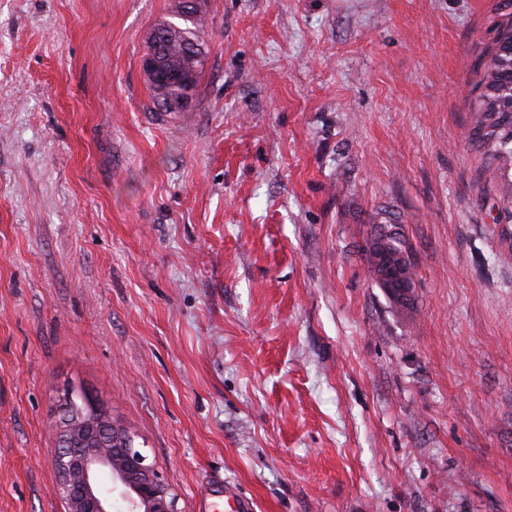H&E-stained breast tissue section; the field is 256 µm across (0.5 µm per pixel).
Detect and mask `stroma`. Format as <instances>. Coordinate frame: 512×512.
<instances>
[{
  "label": "stroma",
  "instance_id": "stroma-1",
  "mask_svg": "<svg viewBox=\"0 0 512 512\" xmlns=\"http://www.w3.org/2000/svg\"><path fill=\"white\" fill-rule=\"evenodd\" d=\"M179 2L0 0V512H67L69 391L177 512H512V171L468 139L504 0H200L173 118ZM195 14L180 10L173 18L175 20L163 23L166 25L164 28H159L162 24L156 27L159 35L154 39V46L160 50L162 60L170 68L179 67L185 61L189 46L193 45V42L196 43V54L202 55L205 30L201 20L194 17Z\"/></svg>",
  "mask_w": 512,
  "mask_h": 512
}]
</instances>
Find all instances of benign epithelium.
Segmentation results:
<instances>
[{
  "label": "benign epithelium",
  "instance_id": "obj_1",
  "mask_svg": "<svg viewBox=\"0 0 512 512\" xmlns=\"http://www.w3.org/2000/svg\"><path fill=\"white\" fill-rule=\"evenodd\" d=\"M144 75L155 83L160 64L154 51L141 59ZM194 61L175 75L185 90L186 106L193 81ZM72 396L60 406L59 448L55 457L58 491L68 512H176L171 488L147 456L132 446L128 432L112 423L110 413L87 400L71 412Z\"/></svg>",
  "mask_w": 512,
  "mask_h": 512
}]
</instances>
